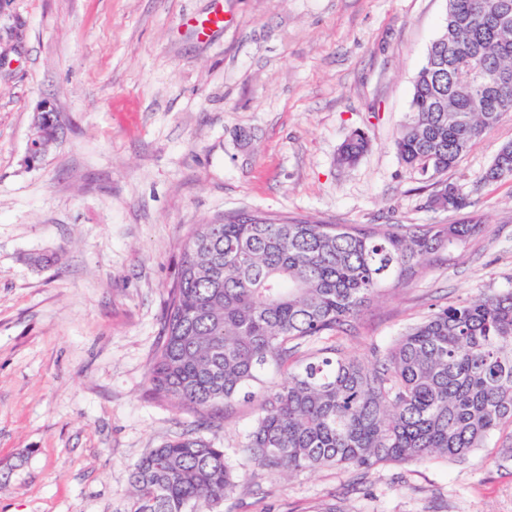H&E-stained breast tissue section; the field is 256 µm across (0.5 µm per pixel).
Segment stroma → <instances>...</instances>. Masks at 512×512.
<instances>
[{
  "mask_svg": "<svg viewBox=\"0 0 512 512\" xmlns=\"http://www.w3.org/2000/svg\"><path fill=\"white\" fill-rule=\"evenodd\" d=\"M222 23L208 28L209 19ZM448 0H0V512H130L134 465L191 415L145 377L186 233L239 211L450 224L395 148ZM60 143L27 158L42 102ZM370 148L340 166L353 132ZM512 113L444 173L485 233L362 315L356 355L432 304L512 288ZM56 253L48 268L36 254ZM255 408L201 434L241 460ZM503 439L458 461L240 476L220 512H512ZM507 176H512V142L500 147L491 165L485 171L483 179L492 182Z\"/></svg>",
  "mask_w": 512,
  "mask_h": 512,
  "instance_id": "1",
  "label": "stroma"
}]
</instances>
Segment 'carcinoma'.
Returning a JSON list of instances; mask_svg holds the SVG:
<instances>
[{
	"mask_svg": "<svg viewBox=\"0 0 512 512\" xmlns=\"http://www.w3.org/2000/svg\"><path fill=\"white\" fill-rule=\"evenodd\" d=\"M512 0H448V19L414 78L395 147L431 178L512 112ZM505 74L473 107L459 62ZM357 131L337 161L367 152ZM512 176V142L483 179ZM467 207L440 182L428 206ZM473 214L455 224H323L242 211L188 235L168 291L146 383L153 398L209 426L241 401L257 403L239 469L284 475L433 458L461 460L495 433L512 435V289L435 304L370 358L350 352L363 310L408 286L483 235ZM224 449L183 432L151 449L130 474L131 512H197L237 486Z\"/></svg>",
	"mask_w": 512,
	"mask_h": 512,
	"instance_id": "carcinoma-1",
	"label": "carcinoma"
}]
</instances>
